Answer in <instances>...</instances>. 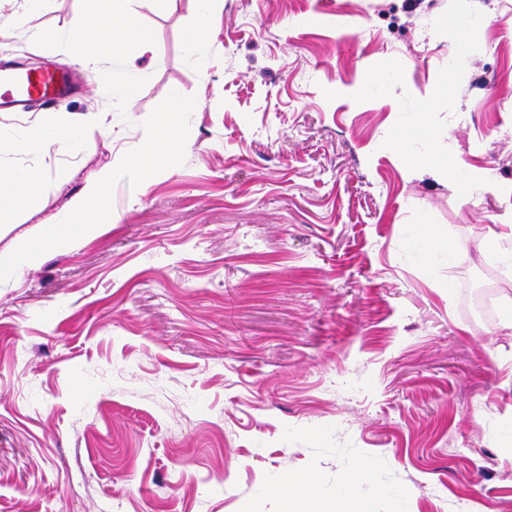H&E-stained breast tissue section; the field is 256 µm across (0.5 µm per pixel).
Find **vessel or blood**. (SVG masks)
<instances>
[{"instance_id": "1", "label": "vessel or blood", "mask_w": 512, "mask_h": 512, "mask_svg": "<svg viewBox=\"0 0 512 512\" xmlns=\"http://www.w3.org/2000/svg\"><path fill=\"white\" fill-rule=\"evenodd\" d=\"M76 80L75 71L67 63L32 71L0 62V88L7 90L0 103L17 110L28 109L36 103L48 105L68 96Z\"/></svg>"}]
</instances>
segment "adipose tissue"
I'll list each match as a JSON object with an SVG mask.
<instances>
[{
  "label": "adipose tissue",
  "mask_w": 512,
  "mask_h": 512,
  "mask_svg": "<svg viewBox=\"0 0 512 512\" xmlns=\"http://www.w3.org/2000/svg\"><path fill=\"white\" fill-rule=\"evenodd\" d=\"M78 39L73 42L69 60L71 63L94 71L104 56L120 54L130 43L138 44L142 51H150L151 35L140 25L133 9V0H102L82 22ZM407 173L420 171L441 173L447 170L467 174L468 179L461 191L466 197L480 196L491 192L493 182L489 177L470 174L467 165L459 158L455 149L437 151L426 157L406 159ZM111 170L104 169L94 175L83 193L74 198L69 213L62 222L46 221L41 230L43 248H53L71 231H89L104 223L106 217L105 191L110 183Z\"/></svg>",
  "instance_id": "obj_1"
}]
</instances>
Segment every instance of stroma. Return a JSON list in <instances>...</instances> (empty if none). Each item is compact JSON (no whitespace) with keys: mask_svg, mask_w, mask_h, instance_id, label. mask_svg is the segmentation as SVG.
Instances as JSON below:
<instances>
[{"mask_svg":"<svg viewBox=\"0 0 512 512\" xmlns=\"http://www.w3.org/2000/svg\"><path fill=\"white\" fill-rule=\"evenodd\" d=\"M90 6L49 0L33 22L55 40L0 35V58L64 61ZM136 10L153 52L0 112L16 139L58 114L112 127L0 150L44 184L26 217L0 207L5 258L112 168L105 224L0 270V512H283L296 475L367 512H512V11L224 0L197 63L195 0ZM459 13L480 30L452 73ZM427 102L431 135L395 148ZM171 116L176 160L150 173L142 143ZM447 137L493 192L407 175ZM424 224L453 257L417 247ZM74 146L75 142L68 131L67 125L59 123L50 134L46 135L42 131L33 132L26 142L16 147L25 151H40L54 148L60 152L67 153Z\"/></svg>","mask_w":512,"mask_h":512,"instance_id":"35a3bbf8","label":"stroma"}]
</instances>
